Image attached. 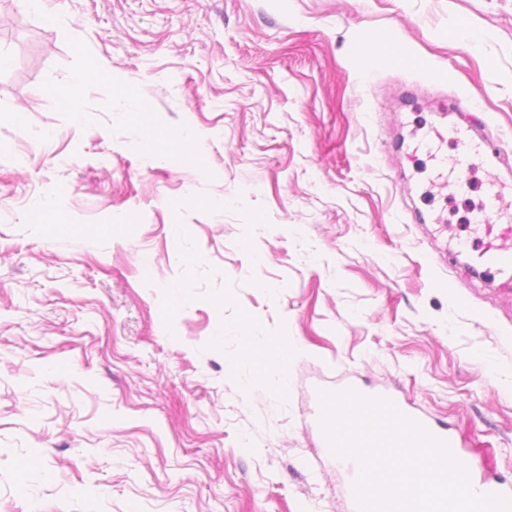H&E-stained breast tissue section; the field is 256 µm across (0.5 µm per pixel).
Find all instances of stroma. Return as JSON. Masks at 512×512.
Segmentation results:
<instances>
[{
  "instance_id": "stroma-1",
  "label": "stroma",
  "mask_w": 512,
  "mask_h": 512,
  "mask_svg": "<svg viewBox=\"0 0 512 512\" xmlns=\"http://www.w3.org/2000/svg\"><path fill=\"white\" fill-rule=\"evenodd\" d=\"M46 7L69 29L0 0V512H356L315 425L347 381L512 487V289L467 246L512 166V0ZM386 31L415 65L360 53ZM89 61L77 120L49 88ZM443 99L500 151L454 194L407 158ZM184 131L192 164L143 150ZM281 336L282 395L240 359ZM348 389H352L359 393L360 395L368 398H386L393 402V404L396 406L397 410L404 415L405 417L412 419L416 422H418L420 425H422L433 437L444 441L447 443L451 453L453 456L465 466L470 484L474 491H476L479 494H493V495H500L507 498H512V491L506 490L502 487H500L498 484L490 483L488 481L482 480L481 478L478 479L474 473H473V467L471 460L464 456L460 448L458 446V443L455 439V437L448 432V429L439 427L426 418L417 415L410 411L400 400L393 398L392 396L380 393V392H367L362 390L360 387L354 385V384H346L338 389H336V392H342Z\"/></svg>"
}]
</instances>
